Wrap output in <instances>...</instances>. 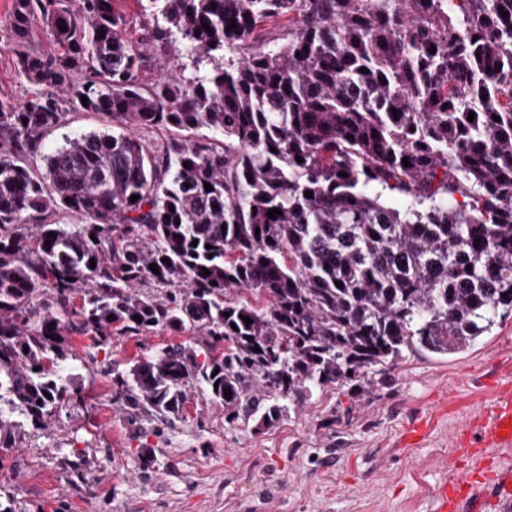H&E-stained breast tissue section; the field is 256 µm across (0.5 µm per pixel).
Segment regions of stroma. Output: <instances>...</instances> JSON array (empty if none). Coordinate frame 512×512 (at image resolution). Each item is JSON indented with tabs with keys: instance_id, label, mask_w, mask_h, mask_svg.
I'll return each mask as SVG.
<instances>
[{
	"instance_id": "stroma-1",
	"label": "stroma",
	"mask_w": 512,
	"mask_h": 512,
	"mask_svg": "<svg viewBox=\"0 0 512 512\" xmlns=\"http://www.w3.org/2000/svg\"><path fill=\"white\" fill-rule=\"evenodd\" d=\"M111 127L98 112L67 113L44 150ZM172 341L162 330L109 346L73 338L85 402L0 455V499L13 512H432L438 485L470 466L457 432L512 383L509 316L463 353L406 351L365 395L324 390L270 426L225 424L223 407L194 391L175 427L132 426L112 401V371ZM421 422L425 433L406 441Z\"/></svg>"
}]
</instances>
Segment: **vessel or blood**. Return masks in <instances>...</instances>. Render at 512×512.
Wrapping results in <instances>:
<instances>
[{"instance_id": "vessel-or-blood-1", "label": "vessel or blood", "mask_w": 512, "mask_h": 512, "mask_svg": "<svg viewBox=\"0 0 512 512\" xmlns=\"http://www.w3.org/2000/svg\"><path fill=\"white\" fill-rule=\"evenodd\" d=\"M459 445L476 464L461 479L438 488L436 512H485L490 499L500 503L501 512H512V467L498 466L489 477L481 464L487 449L512 447V393L493 399L478 421L463 430Z\"/></svg>"}]
</instances>
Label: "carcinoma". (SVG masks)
I'll use <instances>...</instances> for the list:
<instances>
[{
	"mask_svg": "<svg viewBox=\"0 0 512 512\" xmlns=\"http://www.w3.org/2000/svg\"><path fill=\"white\" fill-rule=\"evenodd\" d=\"M115 2L13 0L30 91L0 95V452L83 403L72 336L198 335L112 369L132 424L178 420L193 387L269 425L512 314V0ZM68 112L120 132L42 154ZM144 128L188 135L155 149Z\"/></svg>",
	"mask_w": 512,
	"mask_h": 512,
	"instance_id": "cac0c4a2",
	"label": "carcinoma"
}]
</instances>
